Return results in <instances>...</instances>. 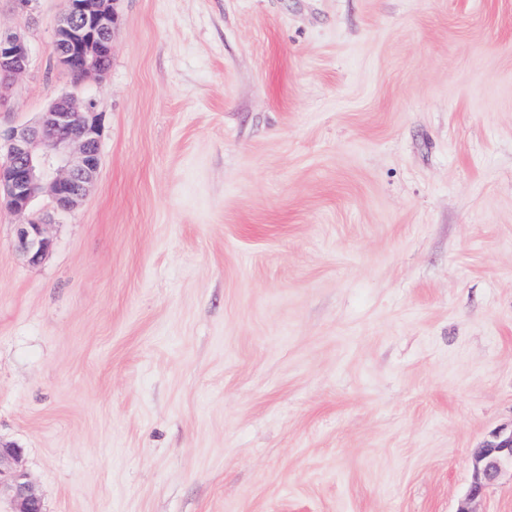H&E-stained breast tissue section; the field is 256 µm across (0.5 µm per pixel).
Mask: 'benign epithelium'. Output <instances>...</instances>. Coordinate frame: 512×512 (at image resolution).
Returning a JSON list of instances; mask_svg holds the SVG:
<instances>
[{"label":"benign epithelium","mask_w":512,"mask_h":512,"mask_svg":"<svg viewBox=\"0 0 512 512\" xmlns=\"http://www.w3.org/2000/svg\"><path fill=\"white\" fill-rule=\"evenodd\" d=\"M118 0H67L51 47L56 62L76 81L107 72L103 59L112 54L119 23ZM31 47L18 32L0 30V98L30 63ZM100 119L95 104L70 95L54 100L33 125L0 133V199L18 215L49 193L58 212L74 209L93 189L100 170ZM17 250L31 264L40 263L52 246L46 225L30 220L17 225ZM21 449L0 443V494L9 496L12 512H43L26 474L18 469ZM512 469V433L496 434L474 454L468 492L479 498Z\"/></svg>","instance_id":"obj_1"}]
</instances>
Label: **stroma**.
Returning a JSON list of instances; mask_svg holds the SVG:
<instances>
[{
  "instance_id": "stroma-1",
  "label": "stroma",
  "mask_w": 512,
  "mask_h": 512,
  "mask_svg": "<svg viewBox=\"0 0 512 512\" xmlns=\"http://www.w3.org/2000/svg\"><path fill=\"white\" fill-rule=\"evenodd\" d=\"M0 127L101 117L81 204L0 203V442L44 512H512V0H119ZM53 246L32 265L24 218ZM118 0H67V9L57 26L51 47L56 62L76 81L108 70L103 63L112 55V42L119 23ZM17 250L31 264L40 263L52 246L46 224L40 221L28 220L18 224L15 231ZM507 468H510L512 474V433L495 434L492 441L475 451L468 498H479L489 486L498 482Z\"/></svg>"
}]
</instances>
